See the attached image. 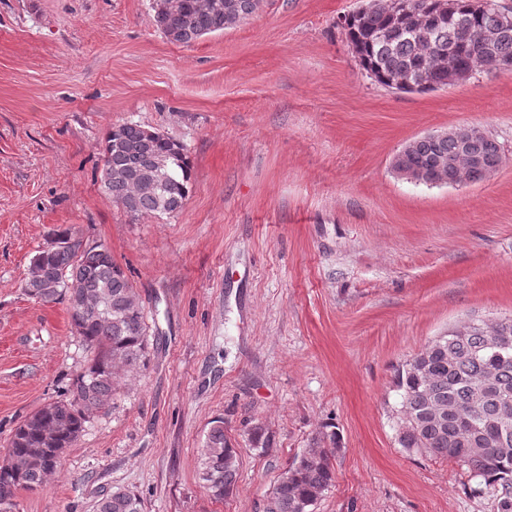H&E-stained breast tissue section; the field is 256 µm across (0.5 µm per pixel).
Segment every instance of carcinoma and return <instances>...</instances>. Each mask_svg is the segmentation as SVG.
I'll use <instances>...</instances> for the list:
<instances>
[{
    "label": "carcinoma",
    "mask_w": 512,
    "mask_h": 512,
    "mask_svg": "<svg viewBox=\"0 0 512 512\" xmlns=\"http://www.w3.org/2000/svg\"><path fill=\"white\" fill-rule=\"evenodd\" d=\"M403 16L394 0H371L345 15L340 25L360 67L376 83L403 93L451 86L479 68L512 63V27L501 17L512 8H479L475 0H412ZM261 0H163L154 10L156 28L189 46L254 14ZM479 154L483 165H470ZM406 161L426 182L454 180L462 170L474 183L501 166L499 144L486 135L471 145L453 138L412 142ZM192 162L186 146L162 132L126 122L108 132L101 182L136 218L179 212L191 191ZM52 246L30 263L25 290L41 302L64 301L71 325L92 358L72 382L69 398L49 403L20 424L0 461V512H12L19 489L34 490L52 474L64 449L78 439L93 414L116 390L120 373L148 362L143 307L122 267L103 244L83 245L59 230ZM399 392L402 447L453 461L475 477L501 482L497 512H512V318L463 336L435 338L394 372ZM336 432L322 431L279 477L266 512H313L335 483ZM240 456L224 433V419L211 422L200 448V479L216 500L233 493ZM96 512H142L138 495L117 489Z\"/></svg>",
    "instance_id": "obj_1"
}]
</instances>
